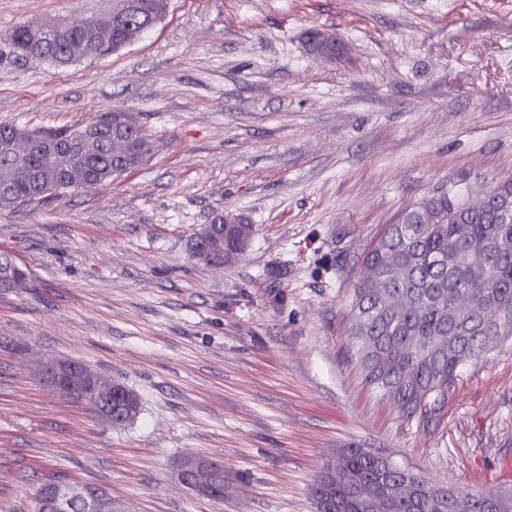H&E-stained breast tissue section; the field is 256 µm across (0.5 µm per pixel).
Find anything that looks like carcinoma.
<instances>
[{"mask_svg": "<svg viewBox=\"0 0 512 512\" xmlns=\"http://www.w3.org/2000/svg\"><path fill=\"white\" fill-rule=\"evenodd\" d=\"M136 6L105 23L99 13L88 29L49 34L34 23L10 34V53L66 66L114 52L131 43L136 30H149L163 17L161 0ZM132 119L112 110L89 127L37 131L0 123V211L46 201L93 180L103 186L153 150L152 138L134 125L112 136V124ZM38 133L51 142L42 154L27 155L22 143ZM492 202L463 205L457 185L426 200L436 220L426 221L418 203L388 225L364 253L368 274L353 288L350 346L364 384L393 406L404 421L425 426L447 404L464 368L512 336V186L494 187ZM239 231L224 232V262L236 258ZM442 488L397 465L385 454L350 446L322 467L312 499L315 512H512V484L481 489Z\"/></svg>", "mask_w": 512, "mask_h": 512, "instance_id": "cac0c4a2", "label": "carcinoma"}]
</instances>
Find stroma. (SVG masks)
Returning <instances> with one entry per match:
<instances>
[{
  "label": "stroma",
  "instance_id": "obj_1",
  "mask_svg": "<svg viewBox=\"0 0 512 512\" xmlns=\"http://www.w3.org/2000/svg\"><path fill=\"white\" fill-rule=\"evenodd\" d=\"M111 0H0V123L86 126L131 113L153 138L95 190L0 211V512L45 482L107 489L120 512H313L323 463L372 448L442 486L512 482V339L466 368L428 427L402 421L349 355L362 256L406 208L459 180L512 179V0H165L105 57L17 60L13 28ZM333 31L338 60L307 52ZM245 217L224 267L190 253ZM74 360L133 391L113 424L55 394ZM223 463L216 501L177 463Z\"/></svg>",
  "mask_w": 512,
  "mask_h": 512
}]
</instances>
